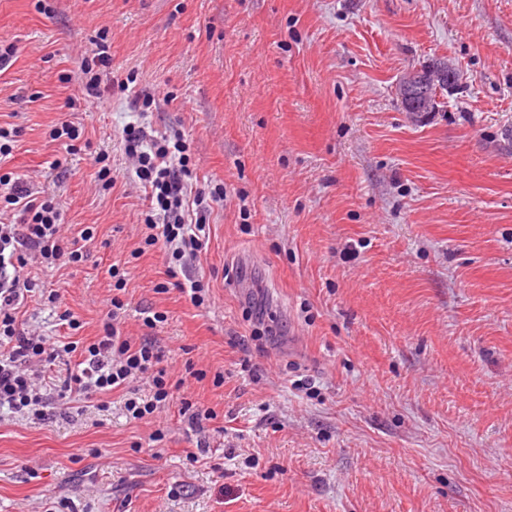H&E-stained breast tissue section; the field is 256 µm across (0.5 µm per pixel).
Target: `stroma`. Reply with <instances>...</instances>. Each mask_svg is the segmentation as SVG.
<instances>
[{
    "label": "stroma",
    "mask_w": 512,
    "mask_h": 512,
    "mask_svg": "<svg viewBox=\"0 0 512 512\" xmlns=\"http://www.w3.org/2000/svg\"><path fill=\"white\" fill-rule=\"evenodd\" d=\"M100 32L104 83L136 75L149 130L227 189L192 264L203 304L145 247L138 184L91 163L128 167V98L66 106ZM0 44L20 131L0 170L56 197L65 236L95 230L80 266L36 270L60 305L20 323L91 343L119 263L124 335L186 380L131 421L124 390L84 400L57 362L45 419L0 416V512H512V0H0ZM435 59L460 88L419 118L396 83ZM65 121L72 154L49 136ZM185 400L216 419L195 430Z\"/></svg>",
    "instance_id": "35a3bbf8"
}]
</instances>
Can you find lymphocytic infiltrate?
Here are the masks:
<instances>
[{
    "label": "lymphocytic infiltrate",
    "instance_id": "obj_1",
    "mask_svg": "<svg viewBox=\"0 0 512 512\" xmlns=\"http://www.w3.org/2000/svg\"><path fill=\"white\" fill-rule=\"evenodd\" d=\"M124 152L134 164L126 174L145 193L147 245H162L173 260L166 275L194 303H202V282L184 271L209 237L208 215L215 204L226 201L223 185L213 191L193 189L187 146L182 137L155 136L132 121L123 129ZM63 212L55 197L41 196L12 174L0 175V409L36 412L40 399L33 393L31 365L47 366L71 354L80 359L66 383L68 390L92 398L124 387L132 375L149 379L151 399L129 397L127 416L141 420L180 390L163 366V354L151 341H131L118 321L104 322L99 336L87 346L70 341L61 345L19 329L18 316L37 287L30 263L55 267L61 258L81 262L94 237L84 229L79 237L61 235Z\"/></svg>",
    "mask_w": 512,
    "mask_h": 512
}]
</instances>
